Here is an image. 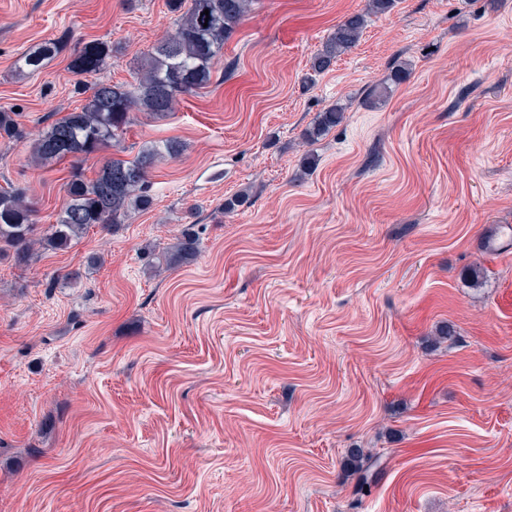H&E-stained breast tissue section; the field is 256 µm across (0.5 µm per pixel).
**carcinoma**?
Wrapping results in <instances>:
<instances>
[{"mask_svg": "<svg viewBox=\"0 0 512 512\" xmlns=\"http://www.w3.org/2000/svg\"><path fill=\"white\" fill-rule=\"evenodd\" d=\"M188 4L176 28L147 53L137 83L133 86L101 79L91 87V94L81 108L52 122L34 142L36 160L48 164L67 156L82 161L121 144L122 135L132 123V113L146 111L165 115L174 111L177 97L206 86L211 67L223 53L240 22L251 11L254 0H171L175 11ZM397 0H367L366 8L343 17L312 57L311 70H329L338 57L360 41L371 17L391 13ZM209 14H204V11ZM60 42H43L22 59V65L38 70L43 61L56 55ZM109 46L102 43L84 45L75 55L73 67L82 74L103 70ZM342 109L328 108L319 113L306 139L314 140L342 122ZM24 131L15 112L0 110V138L18 140ZM181 143L168 140L160 146L143 148L134 158L103 157L95 177L87 179L76 170L68 187L69 201L56 223L42 234L32 220L33 209L22 192L0 191V254L10 255L15 266L28 267L35 246L47 250H64L81 238L89 228L113 229L125 222L128 213L149 204V174L158 158H176ZM198 254V237L193 230H182L180 237L165 255L170 265L188 264ZM381 456L352 448L345 460V471L355 478L360 492L370 484L373 468Z\"/></svg>", "mask_w": 512, "mask_h": 512, "instance_id": "cac0c4a2", "label": "carcinoma"}]
</instances>
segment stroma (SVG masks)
Listing matches in <instances>:
<instances>
[{
    "label": "stroma",
    "mask_w": 512,
    "mask_h": 512,
    "mask_svg": "<svg viewBox=\"0 0 512 512\" xmlns=\"http://www.w3.org/2000/svg\"><path fill=\"white\" fill-rule=\"evenodd\" d=\"M366 3L256 0L210 84L124 134L128 159L183 144L150 206L30 267L0 257V512H512V0H398L314 73ZM178 20L168 0H0V108L27 132L0 138V188L40 227L72 162L31 145L97 78L75 50L112 46L101 76L132 83ZM188 224L197 259L155 269ZM352 448L382 456L360 495ZM397 0H367L366 8L343 17L324 42L321 49L312 57L311 70L322 73L329 70L338 57L353 49L360 41L372 16L390 14ZM60 48L61 44L59 41H45L23 57L22 65L32 71H37L42 66L43 61L48 57L56 55ZM343 112L341 108H328L319 112L316 124L308 131L306 139L313 141L321 134L328 132L342 122Z\"/></svg>",
    "instance_id": "stroma-1"
}]
</instances>
